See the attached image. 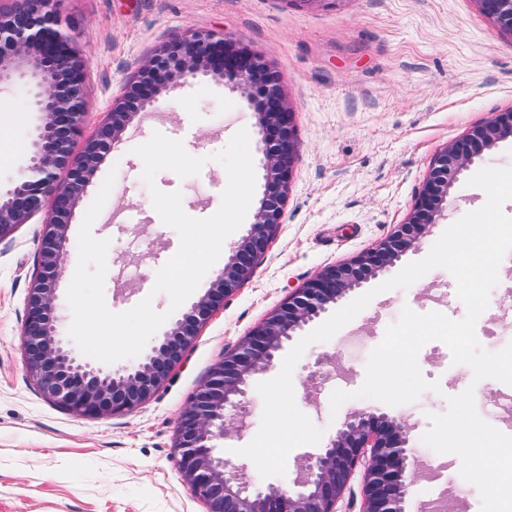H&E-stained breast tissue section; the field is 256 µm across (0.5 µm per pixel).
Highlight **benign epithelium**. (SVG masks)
I'll return each instance as SVG.
<instances>
[{"mask_svg": "<svg viewBox=\"0 0 512 512\" xmlns=\"http://www.w3.org/2000/svg\"><path fill=\"white\" fill-rule=\"evenodd\" d=\"M54 0H18L0 9V80L9 69L37 79L35 104L43 127L33 142L31 163L6 195H0V239L33 216H47L39 248V273L31 285L23 326L26 370L48 401L79 417L132 410L165 383L203 325L250 279L282 222L296 162L295 110L262 56L225 38L194 33L158 51L142 66L129 91L112 106L106 122L72 151L86 120L80 86L87 62L72 39L60 32ZM479 12L512 34V0H474ZM209 77L241 90L258 113L264 192L255 220L229 261L190 311L137 364L105 372L78 359L56 334V287L63 273L69 223L89 175L141 112L153 107L175 78ZM512 138V110L471 128L448 144L432 169L404 223L376 247L350 261L324 267L295 289L278 309L210 371L179 415L175 465L205 512H340L339 503L361 473L358 512H406L418 471L410 427L401 418L366 407L349 413L319 452L306 458L304 477L294 489L252 487L244 467L215 453L229 422L246 408L250 382L272 369L285 343L347 292L387 271L413 249L448 206L450 190L485 151ZM68 169V181L57 170Z\"/></svg>", "mask_w": 512, "mask_h": 512, "instance_id": "1", "label": "benign epithelium"}]
</instances>
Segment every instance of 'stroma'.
<instances>
[{
  "instance_id": "obj_1",
  "label": "stroma",
  "mask_w": 512,
  "mask_h": 512,
  "mask_svg": "<svg viewBox=\"0 0 512 512\" xmlns=\"http://www.w3.org/2000/svg\"><path fill=\"white\" fill-rule=\"evenodd\" d=\"M54 11L60 30L88 63L85 135L95 134L146 60L195 32L223 35L262 54L296 110L297 161L285 216L267 253L203 326L170 378L132 411L79 418L41 396L25 369L22 327L44 215L0 239V512H205L174 463L180 413L225 350L293 289L324 266L375 247L405 221L442 148L512 110V35L496 28L473 0H322L312 6L292 0H54ZM17 108L26 115L20 124L11 116ZM40 123L30 78L15 73L1 81L0 133L13 144L11 158L0 163L1 191L12 188L17 171L29 164ZM241 129L249 134L258 201L264 168L255 109L240 91L219 82L180 81L166 88L156 109L137 116L98 164L73 211L70 232L78 234L104 180L114 176L92 225L94 237L110 242L104 283L110 311H128L148 296L156 311L168 310L169 296L152 289L180 238L162 222L150 190L181 192L186 214L212 216L228 181L213 156ZM156 131L205 158L201 172L182 179L163 170L147 186L133 149ZM486 201L481 188L459 181L444 215L404 263L424 259L450 225ZM406 307L453 320L466 314L453 276L435 268L408 287L379 292L297 363L296 404L322 429L323 440L335 435L351 410L367 406L356 392L368 356ZM476 335L490 352L512 342V251L499 265ZM418 358L424 379L439 383V392L378 406L411 427L420 469L407 512H422L438 486L425 465L433 451L422 437L429 414L447 411L448 397L473 388L479 415L512 435V390L506 384L474 381L471 368L453 363L449 347L438 340L425 343ZM336 390L351 398L335 411L330 398ZM262 412L261 396L251 392L242 428L231 430L218 447L231 462L245 465L255 488L291 487L304 458L317 448H294L285 475L261 478L237 450L256 436Z\"/></svg>"
}]
</instances>
